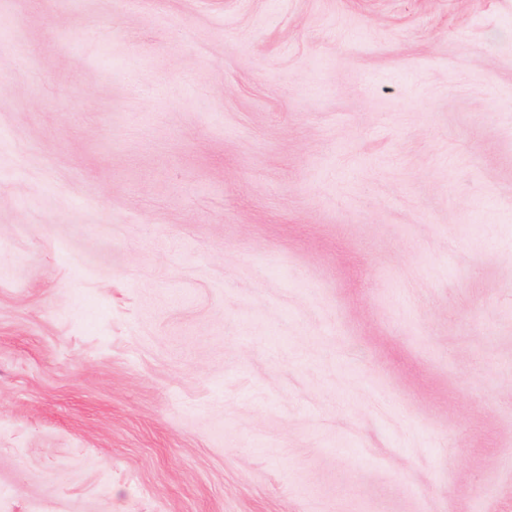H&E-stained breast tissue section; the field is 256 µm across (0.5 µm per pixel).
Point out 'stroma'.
I'll return each mask as SVG.
<instances>
[{
    "label": "stroma",
    "instance_id": "1",
    "mask_svg": "<svg viewBox=\"0 0 512 512\" xmlns=\"http://www.w3.org/2000/svg\"><path fill=\"white\" fill-rule=\"evenodd\" d=\"M0 512H512V0H0Z\"/></svg>",
    "mask_w": 512,
    "mask_h": 512
}]
</instances>
